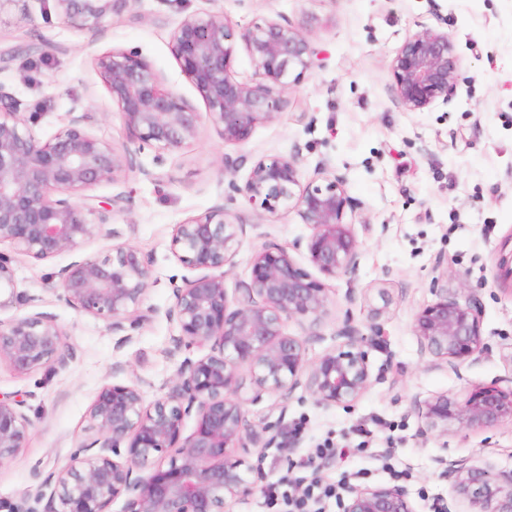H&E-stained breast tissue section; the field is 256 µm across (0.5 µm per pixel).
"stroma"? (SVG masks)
<instances>
[{
	"label": "stroma",
	"mask_w": 512,
	"mask_h": 512,
	"mask_svg": "<svg viewBox=\"0 0 512 512\" xmlns=\"http://www.w3.org/2000/svg\"><path fill=\"white\" fill-rule=\"evenodd\" d=\"M31 8L28 16L14 6L0 10V85L20 111L39 113L34 130L44 140L64 128L76 108L90 114L93 134L125 143L121 116L93 65L95 55L112 49L139 50L170 86L203 108L169 44L173 28L198 11L223 12L238 27L262 17L310 23L323 61L294 87L280 117L257 125L247 143H224L207 121L194 143L167 154L162 165H154L152 152L140 155L152 177L95 190L99 201L125 194L122 211L109 221L150 264L136 327L113 331L47 293L51 276L71 255L49 263L17 260L15 280L31 301L23 310L1 309L0 322L25 310L47 313L65 330L72 357L66 366L27 375L0 364V394L23 399L32 422L25 448L0 465V512H9L22 492L93 437L88 410L104 385L140 382L150 401L175 377L190 352L176 347L178 329L168 315L173 284L185 273L170 250L173 226L223 204L228 180L244 181L262 155L296 156L305 180L328 161L345 175L352 200L346 220L361 243V263L355 274L325 279L329 315L320 339L308 345L309 356L326 348L345 313L361 326L372 308H387L370 354L380 378L352 408H325L308 397L291 401L282 414L272 396L249 406L251 421L302 426L290 451L272 449L259 459L268 481L283 477L305 449L327 438L357 441L361 429L371 435L368 450L323 466L320 481L361 470L367 484H385L390 465L406 472L415 512H439L449 496L440 456L512 469V423L424 438L416 407L431 396L460 398L472 385L512 375V364L499 354L512 343V293L498 286L502 243L512 235V0H137L134 16L107 20L94 36L68 28L56 14L42 16L38 0ZM426 27L447 31L455 45L462 62L458 96L446 106L409 112L396 102L388 66L403 41ZM46 43L53 47L48 55L41 52ZM303 112L313 125L299 121ZM224 157L237 161L234 174L225 173ZM232 209L251 226L226 277L233 294L250 279L254 248L288 245L310 230L292 212L259 219L241 199ZM443 275L450 288L463 281L480 298L492 349L457 372L434 365L413 332L416 312L433 301V282Z\"/></svg>",
	"instance_id": "35a3bbf8"
}]
</instances>
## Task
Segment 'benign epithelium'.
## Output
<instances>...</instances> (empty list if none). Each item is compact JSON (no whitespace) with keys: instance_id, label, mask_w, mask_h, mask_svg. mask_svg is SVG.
Wrapping results in <instances>:
<instances>
[{"instance_id":"7a95c632","label":"benign epithelium","mask_w":512,"mask_h":512,"mask_svg":"<svg viewBox=\"0 0 512 512\" xmlns=\"http://www.w3.org/2000/svg\"><path fill=\"white\" fill-rule=\"evenodd\" d=\"M56 15L81 33L96 35L105 19L120 16L137 0H52ZM171 52L202 98L199 112L169 87L163 74L134 49L111 50L95 67L118 109L127 141L118 148L92 134L90 116L75 109L50 139L33 130L37 117L21 112L0 85V309L24 306L14 262L19 257L51 262L76 254L94 236L113 241L102 254L77 257L62 267L48 292L75 311L107 322L112 329L139 323L151 279L141 250L121 240L107 216L92 224L80 200L102 184L131 173L152 172L137 161L145 150L155 161L195 141L209 120L226 143L244 144L255 127L271 123L288 108L290 93L319 66V51L302 27L263 17L239 29L222 12L184 17L170 35ZM253 67L252 79L238 82L231 70L238 48ZM460 58L448 33L425 28L407 37L389 64L398 104L416 112L446 106L457 95ZM346 178L321 161L303 184L296 156L256 159L244 183L230 178L229 201L241 196L262 216L293 211L310 229L292 246L265 244L249 257L244 294L229 297L227 274L236 264L247 226L225 206L186 218L174 226L171 250L194 272L173 288L169 317L176 319L178 346L201 354L187 358L167 391L146 402L137 384L104 386L89 417L97 437L43 482L26 490L9 512H231L266 480L248 463L270 448H282L281 420L300 391L323 407H349L372 384L369 350L381 335L386 307L372 310L359 327L351 313L317 357L307 353L304 335L286 332L296 321L313 328L327 313L325 277L354 274L361 244L344 221L352 207ZM304 251L306 263L295 253ZM436 299L415 315L413 331L437 365L458 369L489 354L482 332L484 309L470 288L448 291L434 282ZM71 351L54 317L32 312L0 324V362L27 374L67 365ZM247 368L251 396H241ZM266 395L281 398L279 420L256 425L245 404ZM23 401L0 396V464L25 447L32 422ZM421 435L444 437L451 429H483L512 422V378L472 386L462 398L446 394L418 402ZM195 428L185 434L188 419ZM452 481L442 512H512V470L495 471L468 459H437ZM53 486L50 494L43 488ZM343 512H414L408 491L398 484L351 486Z\"/></svg>"}]
</instances>
